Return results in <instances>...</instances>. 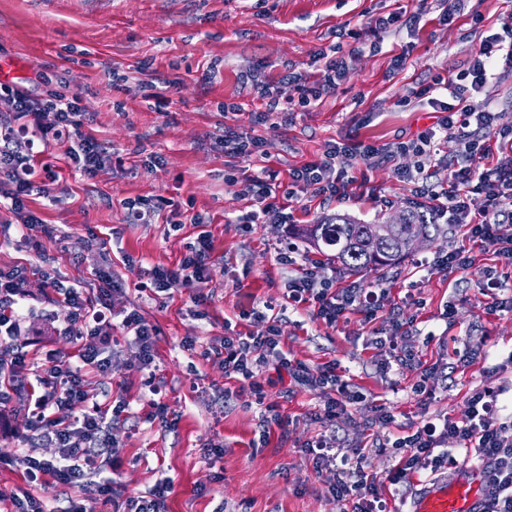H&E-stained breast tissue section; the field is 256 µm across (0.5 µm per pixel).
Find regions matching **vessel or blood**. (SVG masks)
Segmentation results:
<instances>
[{
  "label": "vessel or blood",
  "instance_id": "vessel-or-blood-1",
  "mask_svg": "<svg viewBox=\"0 0 512 512\" xmlns=\"http://www.w3.org/2000/svg\"><path fill=\"white\" fill-rule=\"evenodd\" d=\"M483 498L479 472L468 469L452 481L427 486L409 512H482Z\"/></svg>",
  "mask_w": 512,
  "mask_h": 512
}]
</instances>
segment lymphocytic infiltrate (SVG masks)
Returning <instances> with one entry per match:
<instances>
[{
    "label": "lymphocytic infiltrate",
    "mask_w": 512,
    "mask_h": 512,
    "mask_svg": "<svg viewBox=\"0 0 512 512\" xmlns=\"http://www.w3.org/2000/svg\"><path fill=\"white\" fill-rule=\"evenodd\" d=\"M502 62L512 64V21L504 23L501 32L486 36L466 69L443 79L453 101L430 99L432 109L441 114L435 126L415 138L379 146L333 144L322 157L290 171L285 199L307 190L324 202L342 199L347 195L348 170L356 160L391 165L399 178L413 183L416 208L426 212L430 223L443 220L464 228L466 238L493 247L511 266L512 236L503 235L501 228L512 222V152H504L502 145L488 140L499 115L474 99ZM0 90L14 111L12 120L0 123V206L7 207L18 226L31 231L43 224L28 205L31 196L47 194L48 184L58 178L53 166L42 164L41 145L67 140V166L88 178L111 164L112 153L85 133L91 114L81 93L48 83L37 90L26 83ZM450 135L455 136L458 150L447 156L442 170L431 169V157ZM409 155L416 159L414 166L401 165V158ZM277 186V178L271 174L246 176L244 193L255 209L246 215L245 224L287 223V213L275 201ZM476 194L482 197L477 207L472 204ZM294 252L291 246L278 252L279 263L295 269L288 284L289 305L309 309L315 318L331 325L354 313L371 321L385 311L382 292L337 287L335 280L319 275L315 264H297ZM210 253L209 235L199 233L176 267L158 265L149 270L150 290L165 293L203 282ZM38 276L39 286L52 289L57 303L68 309L69 319L61 333L75 343L76 352L65 356L51 350L41 360L30 356L20 340L24 316L18 308L29 279L22 270L0 269V340L6 344L0 351V417L11 413L15 394L26 393L29 437L51 448L45 456L5 458V465L22 471L26 484L0 488V512H167L173 487L169 479L157 481L144 495L127 498L120 485L107 476L106 468L117 453L112 422L128 405L98 402L87 388L89 375L112 369L108 343L114 326L131 333L144 370L155 363L156 328L137 310L116 307L114 298L120 288L110 268L96 271L99 286L93 296L64 285L46 271H39ZM388 314L393 332L376 342L381 365L414 367V354L398 342L397 332L403 326L400 313L393 310ZM253 320L257 331L224 339L226 375L249 379L257 395L264 388L256 378L260 368L273 370L275 383L286 384L287 394L299 388L320 390L323 407L312 413L315 422L334 421L348 406L367 401L366 393L342 379L336 363L313 368L289 359L282 348L277 316L257 311ZM504 393L501 386L476 390L467 400L464 418L436 417L396 438L392 446L401 450L402 456L389 482L396 485L421 470L436 472L470 461L483 476L484 512H512V438L507 435L512 426L501 420L506 408ZM452 441L464 450V457L448 450ZM302 448L316 470L335 471L330 493L335 499L351 502L352 512H389L370 468V448L342 452L323 434L305 440ZM65 488L79 489V497L63 498Z\"/></svg>",
    "instance_id": "1"
}]
</instances>
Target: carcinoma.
Masks as SVG:
<instances>
[{
    "mask_svg": "<svg viewBox=\"0 0 512 512\" xmlns=\"http://www.w3.org/2000/svg\"><path fill=\"white\" fill-rule=\"evenodd\" d=\"M439 232V225L426 223L412 210L400 214L397 224L381 225L378 236L369 235L367 225L339 213L302 228L303 236L319 252L331 254L343 269L350 272L391 266L411 252V241L432 240Z\"/></svg>",
    "mask_w": 512,
    "mask_h": 512,
    "instance_id": "cac0c4a2",
    "label": "carcinoma"
}]
</instances>
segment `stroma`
<instances>
[{
    "label": "stroma",
    "mask_w": 512,
    "mask_h": 512,
    "mask_svg": "<svg viewBox=\"0 0 512 512\" xmlns=\"http://www.w3.org/2000/svg\"><path fill=\"white\" fill-rule=\"evenodd\" d=\"M451 7L456 14L449 23L443 16ZM403 10L419 15L420 24L370 31L371 18ZM511 13L512 0H0V52L19 60L20 81L40 73L64 78L71 90L91 91L93 120L86 131L115 156L91 179L61 168L48 197L30 200L45 224L64 232V240L37 231L39 247L31 249L11 227V213L0 209V225L7 227L0 232V268L57 273L90 292L95 271L111 264L124 290L117 304L138 309L159 330L156 381L165 393L167 422L147 419L151 394L135 347H116L111 372L90 378L92 392L130 403L135 412L112 427L118 447L113 472L125 496H140L168 477V512H345V503L328 492L335 472L315 471L301 449L305 439L323 431L310 419L321 405L319 391L302 388L288 397L282 386H268L259 401L248 381L226 377L220 360L202 356L223 336L254 331L244 314L267 302L283 309L289 357L312 367L338 362L351 383L370 394L372 406L349 407L336 420L344 447L368 442L363 424L373 406L393 414L388 430L397 438L430 415L462 418L474 390L512 388V363L506 361L512 313L489 311L479 291L487 271L499 264L493 249L475 247L476 263L452 277L415 268L416 261L461 244L457 226L443 225L435 240L392 267L350 273L327 260L320 269L342 287L386 289L389 305L404 313L416 369L382 370L373 339L375 330L389 329L387 319L368 323L355 313L330 326L307 311L284 309L290 274L277 260L278 248L290 241L300 254H312L300 230L328 215L380 224L412 209L413 186L392 169L357 161L348 171L346 199L323 205L305 194L291 203L288 223L257 224L249 232L240 223L252 209L242 195L243 175L265 167L284 183L291 169L334 142L382 145L434 125L421 89L465 69L481 41L499 32ZM336 45L346 79L316 106L299 107L297 84L288 74L309 86L321 81L318 55ZM398 53L405 56L399 68L393 65ZM144 66L167 86L164 111L140 98L137 70ZM208 71L211 82L201 84ZM116 73L124 77L118 87L112 84ZM267 82L275 83L292 110L288 123L258 119L261 101L254 87ZM480 98L499 112L498 127H512V68H499ZM221 103L237 109L218 112ZM220 124L259 138L264 159L225 156L213 144ZM142 196L171 199L180 230L162 222L128 223L124 200ZM197 214L205 218L212 244L206 280L154 297L145 286L147 270L178 265L186 243L197 236L191 222ZM198 294L206 299L202 319L193 315ZM52 296L35 287L26 301L34 310L24 324L29 349L73 352L72 343L56 333L69 313ZM449 307L450 319L444 315ZM187 340L194 350L184 348ZM466 343L475 352L462 360L454 351ZM435 365L448 366L447 376L429 381L430 395L417 394L423 369ZM24 403L15 397V413L0 420V456L49 452L41 442L25 441ZM267 405L289 422V437L275 426L261 430ZM211 443L224 448L223 458L212 464L201 457Z\"/></svg>",
    "instance_id": "obj_1"
}]
</instances>
